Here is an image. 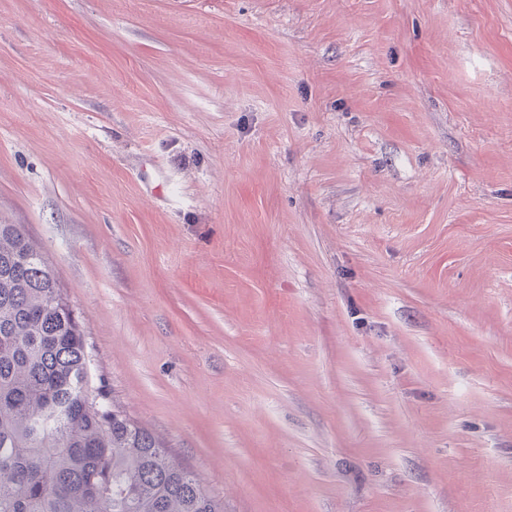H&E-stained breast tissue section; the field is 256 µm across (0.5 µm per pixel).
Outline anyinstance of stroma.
<instances>
[{
  "label": "stroma",
  "mask_w": 512,
  "mask_h": 512,
  "mask_svg": "<svg viewBox=\"0 0 512 512\" xmlns=\"http://www.w3.org/2000/svg\"><path fill=\"white\" fill-rule=\"evenodd\" d=\"M0 222L224 512H512V0H0Z\"/></svg>",
  "instance_id": "1"
}]
</instances>
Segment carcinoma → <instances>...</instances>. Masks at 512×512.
<instances>
[{"mask_svg":"<svg viewBox=\"0 0 512 512\" xmlns=\"http://www.w3.org/2000/svg\"><path fill=\"white\" fill-rule=\"evenodd\" d=\"M86 332L20 224L0 223V512H224L94 387Z\"/></svg>","mask_w":512,"mask_h":512,"instance_id":"cac0c4a2","label":"carcinoma"}]
</instances>
